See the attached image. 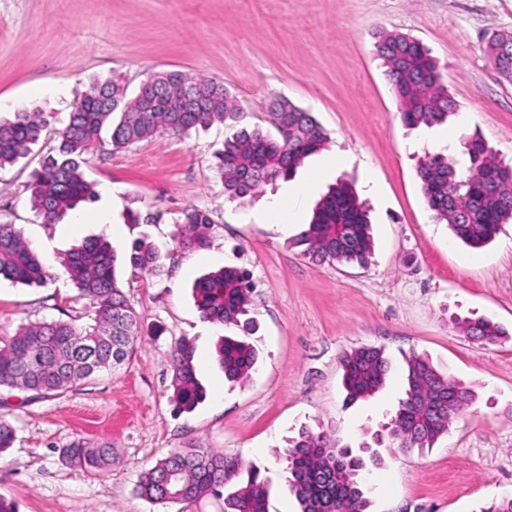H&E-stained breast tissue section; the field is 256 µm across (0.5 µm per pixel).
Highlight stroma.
<instances>
[{"label": "stroma", "mask_w": 512, "mask_h": 512, "mask_svg": "<svg viewBox=\"0 0 512 512\" xmlns=\"http://www.w3.org/2000/svg\"><path fill=\"white\" fill-rule=\"evenodd\" d=\"M496 33H512V0H0V119L37 107L59 128L93 80L120 74L132 95L161 71L213 78L243 112L236 124L162 134L118 153L101 137L84 157L98 196L80 205L83 224L44 223L28 203L54 137L0 170V221L22 229L50 274L41 287L0 282V339L43 320L89 324L92 306L63 265L83 240L121 249L143 237L161 255L157 272H122L141 331L119 369L49 396L0 388V418L15 430L0 453V497L16 512H224L220 497L165 510L135 491L168 451L199 447L259 472L269 512H298L285 472L289 439L308 426L354 448L370 442L402 397L405 359L415 353L475 399L432 448H380V465L365 476L368 512H479L512 498V223L470 248L428 209L417 177L419 160L445 137L457 166L468 163L471 134L512 166V78L485 53ZM385 34L418 40L438 61L457 104L445 123H402L377 55ZM280 96L312 112L328 141L291 179L230 199L214 154L241 126L275 135L270 112ZM335 155L341 166L331 165ZM342 177L368 209L373 255L363 268L316 264L293 245ZM302 184L312 188L302 208L271 221L270 204ZM189 206L212 220L205 248L175 242ZM129 208L154 222L126 223ZM102 212L108 223H95ZM224 266L249 272L254 285L260 358L243 383L225 380L217 355L225 330L200 319L192 297L200 275ZM454 313L490 318L509 337L480 347L451 323ZM183 338L206 398L180 414L171 354ZM360 346L382 348L391 369L380 392L349 404L341 360ZM78 439L111 443L118 461L103 474L66 463L61 451Z\"/></svg>", "instance_id": "obj_1"}]
</instances>
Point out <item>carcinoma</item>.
<instances>
[{
	"label": "carcinoma",
	"instance_id": "obj_1",
	"mask_svg": "<svg viewBox=\"0 0 512 512\" xmlns=\"http://www.w3.org/2000/svg\"><path fill=\"white\" fill-rule=\"evenodd\" d=\"M386 75L400 104L402 122L410 127L443 121L454 109L437 62L418 41L405 35H387L377 45ZM499 72L512 78V36H494L487 45ZM194 98L184 112H168L170 102L186 92ZM271 119L278 131L273 139L261 129L240 128L215 154L214 169L224 193L244 199L263 185L292 176L304 158L327 142L311 113L285 98L272 103ZM241 112L224 84L204 76L166 72L153 83L146 99H126L121 76L92 82L57 130L54 154L47 156L28 185L34 210L54 223L83 201L96 195L82 170V156L110 129L112 150L120 151L156 134L188 137L199 129L237 121ZM46 113L22 109L12 121H0V169L26 156L49 128ZM469 166L459 169L448 155L437 152L423 159L418 177L426 203L439 220L448 223L465 244L479 248L490 242L500 224L512 220V167L497 159L477 136L467 141ZM467 196L465 209L455 198ZM175 241L182 248L207 245L208 213L186 208L177 220ZM294 245L319 263L368 264L372 240L365 207L350 184L341 179L319 201L313 219ZM160 255L146 239L131 243L124 261L134 271L160 268ZM118 254L102 238L87 239L68 253L65 268L81 296L94 308L93 323L75 321L31 323L7 340H0V387L50 395L81 385L102 371L121 364L140 334V317L122 290L116 275ZM48 272L16 225L0 222V280L39 286ZM250 275L224 267L200 277L194 296L202 320L233 326L239 334L226 336L219 348V363L230 382L247 380L256 370L258 352L251 342L256 325L249 318ZM467 338L484 346L508 337L497 323L483 316L453 317ZM404 396L380 425L375 439L403 452L431 448L448 432L451 420L472 402L464 384L435 368L429 359L405 358ZM346 401L374 396L385 384L390 363L378 347L361 346L342 359ZM172 401L178 412H190L206 397L193 367V347L186 339L174 346L171 357ZM63 459L84 470L104 473L117 458L109 442L78 440L62 450ZM288 483L299 512H366L368 499L363 474L380 464L378 455L361 456L324 431L308 427L289 441L286 456ZM241 462L215 448H179L157 459L140 474L136 491L152 504L164 507L189 504L233 485L224 495V512H268L264 483L256 473L239 479Z\"/></svg>",
	"mask_w": 512,
	"mask_h": 512
}]
</instances>
